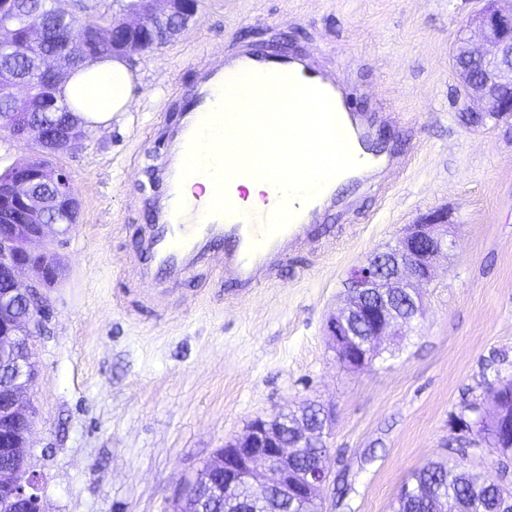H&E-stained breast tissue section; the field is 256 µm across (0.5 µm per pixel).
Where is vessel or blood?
<instances>
[{"instance_id": "1", "label": "vessel or blood", "mask_w": 512, "mask_h": 512, "mask_svg": "<svg viewBox=\"0 0 512 512\" xmlns=\"http://www.w3.org/2000/svg\"><path fill=\"white\" fill-rule=\"evenodd\" d=\"M245 72L291 75L325 90L352 153L363 165L382 166L390 178L399 176L406 167L405 160L396 153L375 155L363 147L375 128L390 125L391 113L349 112L334 74L313 66L305 57L247 45L232 55L214 58L201 71L196 90L185 102L180 120L170 133L168 153L157 170L164 191L154 199L153 222L138 246L137 276L164 293L181 292L189 276L210 263L218 264L225 284L241 294L273 282L290 255L311 243L322 216L345 204L331 182L309 202L281 203L272 217L258 224L247 221L235 210L209 213V199L184 195L181 167L189 141L201 126L221 131L234 124L233 114L215 112V95Z\"/></svg>"}]
</instances>
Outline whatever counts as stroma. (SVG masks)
Instances as JSON below:
<instances>
[{"label":"stroma","mask_w":512,"mask_h":512,"mask_svg":"<svg viewBox=\"0 0 512 512\" xmlns=\"http://www.w3.org/2000/svg\"><path fill=\"white\" fill-rule=\"evenodd\" d=\"M484 0H198L187 28L132 53L130 111L54 155L80 201L49 233L61 263L34 338L37 409L27 463L44 512H169L185 483L258 416L333 408L326 512H390L400 484L449 455L462 405L512 374V131L469 128L450 63ZM253 44L303 53L333 72L359 112H391L395 181L338 188L351 210L327 219L280 280L237 299L203 268L201 302H144L131 256L157 189L163 130L206 56ZM452 228L423 314L369 368L337 359L325 330L349 270L394 246L431 211Z\"/></svg>","instance_id":"1"}]
</instances>
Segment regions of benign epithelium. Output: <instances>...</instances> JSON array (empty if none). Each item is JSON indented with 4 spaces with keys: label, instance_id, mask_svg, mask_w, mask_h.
<instances>
[{
    "label": "benign epithelium",
    "instance_id": "1",
    "mask_svg": "<svg viewBox=\"0 0 512 512\" xmlns=\"http://www.w3.org/2000/svg\"><path fill=\"white\" fill-rule=\"evenodd\" d=\"M196 12L195 0H128L125 17L112 25L98 23L84 36L62 48L46 51L44 24L37 19L20 36L37 61L46 111L55 109L56 89L69 73L68 59L79 62L103 41L112 43V55L125 56L164 25L179 31ZM480 43L454 49L452 66L462 72L469 105L463 109L466 126L478 128L485 114L494 111L512 118V0H493L490 7L471 19ZM0 104L19 124L13 139L35 142L44 152L67 147L83 136L80 124L71 122L56 133L48 131L50 118L33 115L30 86L10 66H0ZM12 179L0 188V512H44L39 478L27 466V441L36 411L23 393L35 383L33 339L40 330L38 319L45 301L43 289L53 287L61 265L53 254L31 249L43 240L55 223L53 207L64 198L76 213L78 198L69 174L62 168L32 164L12 167ZM448 237V212L435 210L416 224L407 225L393 248L368 257L353 267L347 278L344 304L331 314L326 331L335 349L352 354V362L366 367L373 362L384 341L399 335L421 314L419 288L435 278L436 263ZM30 273L21 288L17 274ZM413 309L399 313L398 302ZM470 413L465 427L477 441L479 421L492 416L500 433L512 439V412L499 398L485 397L465 407ZM315 424L306 421L288 426L269 416H258L242 436L227 443L212 458L203 488L210 499L233 500L248 487L258 498L280 493L311 497L324 503V490L331 472L326 466L328 427L333 411L321 405ZM318 457L313 466L291 468L310 449Z\"/></svg>",
    "mask_w": 512,
    "mask_h": 512
}]
</instances>
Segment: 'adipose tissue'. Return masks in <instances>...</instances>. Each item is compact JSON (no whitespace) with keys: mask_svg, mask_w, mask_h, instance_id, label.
Here are the masks:
<instances>
[{"mask_svg":"<svg viewBox=\"0 0 512 512\" xmlns=\"http://www.w3.org/2000/svg\"><path fill=\"white\" fill-rule=\"evenodd\" d=\"M136 83L123 59L105 58L86 63L63 82L58 94L89 127L109 124L134 102Z\"/></svg>","mask_w":512,"mask_h":512,"instance_id":"adipose-tissue-1","label":"adipose tissue"}]
</instances>
